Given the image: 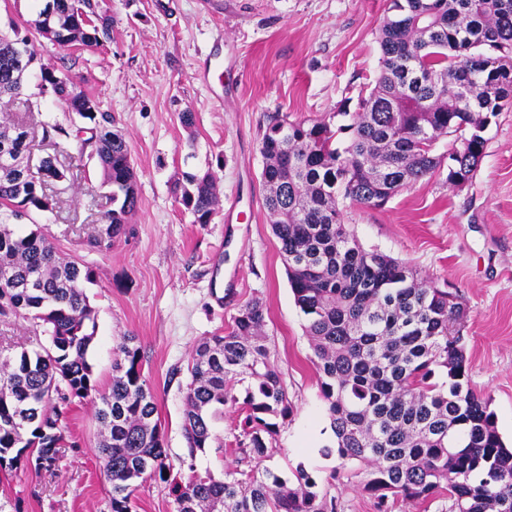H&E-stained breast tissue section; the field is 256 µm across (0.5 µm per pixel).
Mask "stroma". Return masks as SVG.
<instances>
[{
  "mask_svg": "<svg viewBox=\"0 0 512 512\" xmlns=\"http://www.w3.org/2000/svg\"><path fill=\"white\" fill-rule=\"evenodd\" d=\"M114 26L106 49H69L35 36L43 65L70 67L81 90L112 114L134 159L139 209L110 250L87 238L111 208L99 171L78 175L54 213L35 215L64 254L95 271L87 294L97 311L88 352L99 390L112 380L114 348L130 336L154 393L172 471L186 443L182 414L194 346L226 330L238 310L260 300L272 356L292 410L267 439V467L285 476L297 466L326 476L337 457L306 320L294 301L280 244L267 222L259 141L269 115L350 123L379 70V28L388 0H106ZM235 86L217 101L197 78L203 63ZM196 115L182 126L184 110ZM472 178L448 181L447 168L410 184L384 206L342 202L343 217L365 250L408 262L456 294L467 312L464 353L469 384L487 402L499 433L512 440V108L484 132ZM215 171L219 202L211 223H194L174 186L184 172ZM223 305H216V295ZM94 402L69 415L73 441L57 469L0 471V512H110L111 486L98 459ZM238 407L224 412L225 449L197 454L199 470L223 477Z\"/></svg>",
  "mask_w": 512,
  "mask_h": 512,
  "instance_id": "35a3bbf8",
  "label": "stroma"
}]
</instances>
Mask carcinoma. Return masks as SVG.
Returning a JSON list of instances; mask_svg holds the SVG:
<instances>
[{
    "instance_id": "1",
    "label": "carcinoma",
    "mask_w": 512,
    "mask_h": 512,
    "mask_svg": "<svg viewBox=\"0 0 512 512\" xmlns=\"http://www.w3.org/2000/svg\"><path fill=\"white\" fill-rule=\"evenodd\" d=\"M54 14L0 32V97H16L24 82L18 63L37 61L33 33L68 47L106 48L112 15L99 0H53ZM89 23L79 29L75 5ZM379 29L375 86L358 102L352 123L271 117L260 139L265 208L280 243L295 303L319 375L334 445L322 448L340 466L322 479L303 468L296 485L263 466L271 416L290 411L282 374L271 360L265 309L254 300L232 326L201 340L187 364L183 429L184 469L173 477L157 403L142 374L133 339L115 347L112 380L99 393L97 443L111 484L112 512H135L137 482L168 484L176 512H338L333 486L356 463L377 512H408L437 492H448L450 512H512V448L492 412L468 384L462 304L457 296L416 274L408 263L360 247L343 222L340 201L380 207L411 183L441 167L433 145L455 133L448 181L476 171L490 119L512 105V0H390ZM52 98L74 113L65 127L0 122V326L31 320L48 345L0 363V470L24 464L51 470L68 443L73 406L97 391L87 354L96 313L86 285L92 267L60 256L40 230L10 228L19 209L51 214V184L78 176L85 151L94 154L112 209L88 244L112 247L139 208L136 172L124 135L101 123L112 115L99 100L73 90L70 70L40 68ZM349 134L336 148V134ZM53 149L54 163L36 177L16 161L34 138ZM211 171L185 173L176 186L193 223H210L217 203ZM447 384L432 382L435 369ZM249 379L235 437L241 468L218 479L197 471L196 455L224 447V408L235 405L231 383Z\"/></svg>"
}]
</instances>
